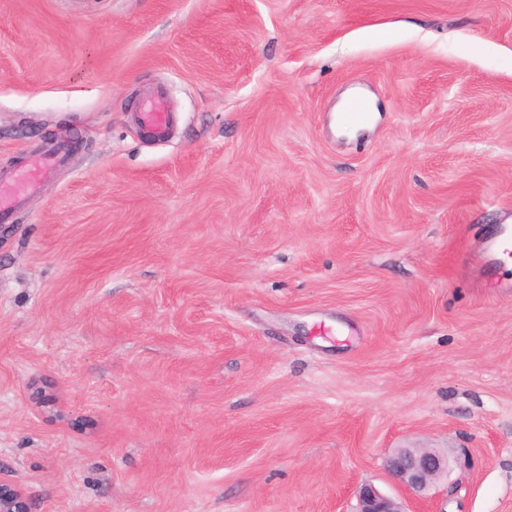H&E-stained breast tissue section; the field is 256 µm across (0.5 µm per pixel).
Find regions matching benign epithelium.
I'll return each mask as SVG.
<instances>
[{
	"mask_svg": "<svg viewBox=\"0 0 512 512\" xmlns=\"http://www.w3.org/2000/svg\"><path fill=\"white\" fill-rule=\"evenodd\" d=\"M391 476L409 493L419 496L448 475V455L436 448H399L386 462ZM358 512H408L404 503L372 484L358 489ZM0 512H30L27 498L15 483L0 480Z\"/></svg>",
	"mask_w": 512,
	"mask_h": 512,
	"instance_id": "1",
	"label": "benign epithelium"
}]
</instances>
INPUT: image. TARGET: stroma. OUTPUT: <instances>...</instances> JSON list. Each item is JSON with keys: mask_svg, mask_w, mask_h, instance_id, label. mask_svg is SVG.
<instances>
[{"mask_svg": "<svg viewBox=\"0 0 512 512\" xmlns=\"http://www.w3.org/2000/svg\"><path fill=\"white\" fill-rule=\"evenodd\" d=\"M51 145L0 216L31 512H356L397 448L512 512V0H0V171ZM139 123L150 136H164L169 123V105L164 96L158 95L143 101L139 108ZM352 95L354 94H351L350 96ZM358 95L366 98V96L363 94ZM349 97H347V100H344L346 102H343L345 103V112L341 113L342 122L351 126H360L366 124L370 119V115L367 112L369 108L368 101L363 97ZM487 250L499 266L512 261V225L500 224L494 237L488 242Z\"/></svg>", "mask_w": 512, "mask_h": 512, "instance_id": "35a3bbf8", "label": "stroma"}]
</instances>
